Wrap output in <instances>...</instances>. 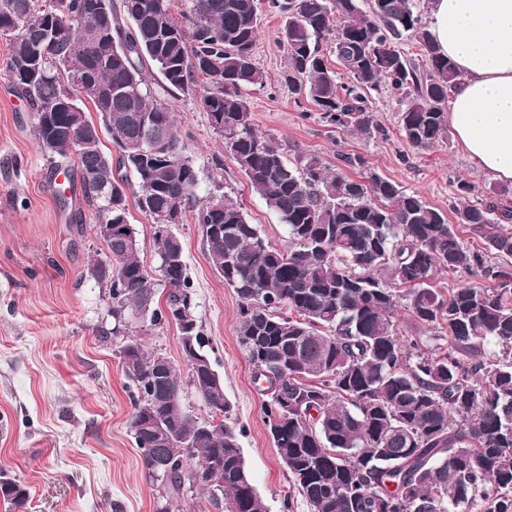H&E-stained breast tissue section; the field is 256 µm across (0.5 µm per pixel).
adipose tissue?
<instances>
[{
	"instance_id": "adipose-tissue-1",
	"label": "adipose tissue",
	"mask_w": 512,
	"mask_h": 512,
	"mask_svg": "<svg viewBox=\"0 0 512 512\" xmlns=\"http://www.w3.org/2000/svg\"><path fill=\"white\" fill-rule=\"evenodd\" d=\"M429 30L460 73L453 137L481 171L512 183V0H434Z\"/></svg>"
}]
</instances>
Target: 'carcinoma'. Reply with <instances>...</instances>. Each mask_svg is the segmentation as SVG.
Returning <instances> with one entry per match:
<instances>
[{"label": "carcinoma", "instance_id": "carcinoma-1", "mask_svg": "<svg viewBox=\"0 0 512 512\" xmlns=\"http://www.w3.org/2000/svg\"><path fill=\"white\" fill-rule=\"evenodd\" d=\"M0 0V35L11 41L7 77L36 118L50 158H76L83 198L97 223L117 224L111 274L97 261L90 275L108 288V315L119 336L137 321L146 331L170 321L180 333L188 382L214 412L229 404L224 382L193 358L209 356L195 308L181 239L157 229L158 277L168 288L155 305V276L139 260L129 221L127 180L139 210L161 224L169 209L193 210L206 256L238 297V342L264 396L265 422L280 459L311 512H512V190L482 198L457 182L453 218L418 194L361 168L355 178L316 156L292 165L257 132L246 90L262 88L255 64L257 0ZM432 0H264L279 16L287 49L282 78L328 126L360 135L383 132L373 94L399 102L408 145L428 150L448 137V102L459 73L428 31ZM413 37L422 67L397 43ZM349 76L338 84L330 57ZM159 73L169 95L205 80L201 107L224 139V153L252 191L287 228L288 248L265 240L229 196L211 208L180 145L176 119L151 85ZM92 103L100 123L84 110ZM79 123L86 142L51 139ZM112 135V159L98 130ZM467 231L501 262L468 247ZM480 279L444 291L438 272ZM405 311L434 330L426 348L405 336ZM132 384L131 430L149 478L160 485L158 512L194 490L224 512H266L247 470L239 431L207 426L184 406L176 367L125 340L117 350ZM170 395L181 405L172 417ZM224 468L221 486H194L193 470ZM0 497L27 512L28 489L0 474Z\"/></svg>", "mask_w": 512, "mask_h": 512}]
</instances>
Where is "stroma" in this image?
Wrapping results in <instances>:
<instances>
[{"label": "stroma", "mask_w": 512, "mask_h": 512, "mask_svg": "<svg viewBox=\"0 0 512 512\" xmlns=\"http://www.w3.org/2000/svg\"><path fill=\"white\" fill-rule=\"evenodd\" d=\"M280 21L262 14L254 61L266 87L247 93L252 120L289 161L317 156L341 167V155L361 156L367 168L432 205L447 209L455 179L485 189L493 180L455 140L418 151L399 128L400 107L377 96L374 115L383 130L371 137L331 129L317 112L303 114L281 81L286 50ZM7 39L0 37V473L29 491V512H156L161 488L150 481L135 447L130 382L115 354L108 291L89 265L105 260L96 220L81 188L60 210L59 183L77 174L74 159L50 163L35 133V116L9 83ZM200 91L165 96L181 143L198 170L200 194H228L276 247L286 230L222 149L200 106ZM189 266L195 313L208 352L224 379L240 444L266 512H309L273 445L263 398L238 345V299L209 264L194 213L174 225Z\"/></svg>", "instance_id": "obj_1"}]
</instances>
